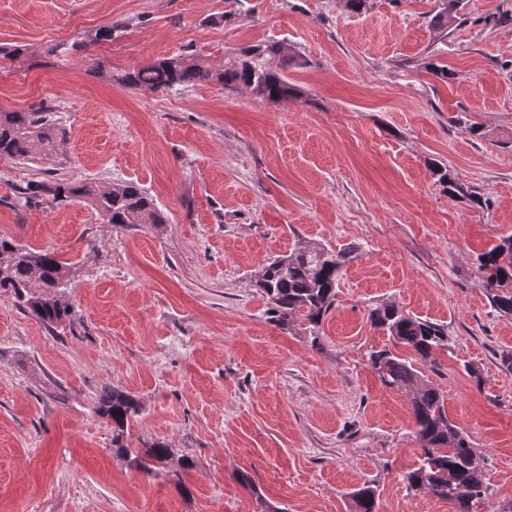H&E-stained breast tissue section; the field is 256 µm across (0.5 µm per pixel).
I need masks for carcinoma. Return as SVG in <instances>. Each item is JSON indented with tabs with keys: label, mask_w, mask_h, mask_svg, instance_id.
Segmentation results:
<instances>
[{
	"label": "carcinoma",
	"mask_w": 512,
	"mask_h": 512,
	"mask_svg": "<svg viewBox=\"0 0 512 512\" xmlns=\"http://www.w3.org/2000/svg\"><path fill=\"white\" fill-rule=\"evenodd\" d=\"M463 0H442V7L431 16L429 25L446 34L459 19ZM280 59L297 62L287 45L264 41L249 45L241 55L214 67L192 54L157 59L122 74L117 82L125 87L146 91L171 90L215 81L227 88L243 86L257 97L286 102L297 91L270 62ZM64 140L59 117L51 109L38 107L27 111L0 109V158L15 161L40 160ZM433 174L448 195L473 204L480 200L468 192L452 171L436 166ZM50 193L53 199L80 198L89 202L103 223L164 224L166 215L155 206L144 189L128 181L105 188L92 182L59 179L52 186L29 182L18 189V198L26 205L40 201ZM356 249L331 248L325 244L300 241L286 255L276 257L258 273L255 286L271 304L273 318L280 324L305 313L310 324L320 323L334 306L339 273L354 259ZM6 262L0 274V293H6L29 309L43 324L54 327L70 314L63 291L69 282L71 263L49 249L15 243L0 238V261ZM478 281L491 306L502 316H512V235L477 255ZM372 324L383 329L389 340L409 348V360L385 346L372 349L369 362L382 383L406 393L416 426L415 438L421 444L415 465L405 471L402 480L413 493L432 495L453 503L456 512H482L488 487L479 479L476 463L486 461L461 428L451 422L443 396L424 380L419 366L433 362L436 350L447 346L448 331L432 321L404 314L392 303H382L370 311ZM97 413L112 420V446L139 470L148 475L160 473L172 455L163 442L145 448L129 443L130 424L141 412L139 400L124 391L106 389L100 395ZM356 512H378L377 489L365 484L351 493Z\"/></svg>",
	"instance_id": "carcinoma-1"
}]
</instances>
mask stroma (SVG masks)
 <instances>
[{
    "instance_id": "1",
    "label": "stroma",
    "mask_w": 512,
    "mask_h": 512,
    "mask_svg": "<svg viewBox=\"0 0 512 512\" xmlns=\"http://www.w3.org/2000/svg\"><path fill=\"white\" fill-rule=\"evenodd\" d=\"M464 4L443 36L437 0H0V109L57 108L67 132L51 159L0 158V238L74 265L56 328L0 294V512H355L366 483L379 512H455L402 480L410 405L368 362L389 343L369 319L384 301L447 327L422 372L488 459L485 512L512 505V319L476 272L512 234V0ZM264 40L301 57L283 71L295 99L115 81ZM435 163L479 205L449 197ZM62 176L138 182L168 221L115 227L77 199L15 198ZM299 239L357 250L314 327L277 323L254 285ZM106 387L141 403L133 447L172 448L159 476L113 448Z\"/></svg>"
}]
</instances>
